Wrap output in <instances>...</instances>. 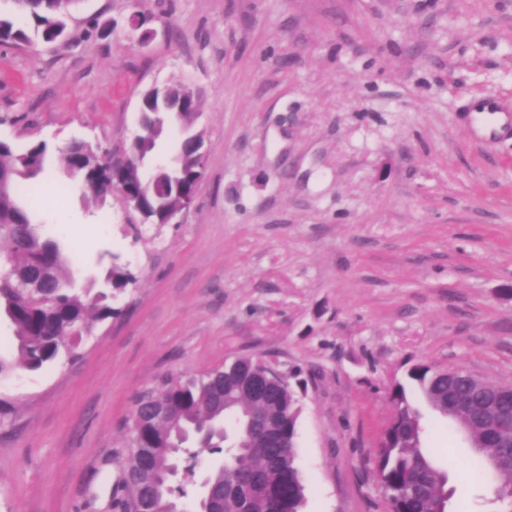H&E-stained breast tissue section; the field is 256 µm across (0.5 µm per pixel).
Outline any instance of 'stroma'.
Wrapping results in <instances>:
<instances>
[{"mask_svg": "<svg viewBox=\"0 0 512 512\" xmlns=\"http://www.w3.org/2000/svg\"><path fill=\"white\" fill-rule=\"evenodd\" d=\"M154 35L141 45L132 17ZM201 91L208 155L180 224L96 209L52 156L42 233L137 281L73 358L0 378V512H118L136 396L241 357L307 383L302 512H388L374 452L414 363L512 384V0H84L68 42L0 43V138L110 148L146 90ZM449 512H489L474 452L423 409ZM468 121L472 132L491 138L512 129V113L500 108L492 99L472 101Z\"/></svg>", "mask_w": 512, "mask_h": 512, "instance_id": "1", "label": "stroma"}]
</instances>
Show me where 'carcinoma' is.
<instances>
[{
    "label": "carcinoma",
    "instance_id": "obj_1",
    "mask_svg": "<svg viewBox=\"0 0 512 512\" xmlns=\"http://www.w3.org/2000/svg\"><path fill=\"white\" fill-rule=\"evenodd\" d=\"M13 16L0 15V42H31L22 21H34L40 40L50 44L68 28V8L76 0H10ZM200 91L179 81L146 92L140 125L154 132L138 138L124 151L139 158L135 164L112 168V157L98 146L72 140L63 150L64 172L82 178L84 193L104 205L114 186L128 200L162 218L180 207L199 171L205 168V138L196 129ZM177 128L180 144L171 163L155 167L160 139ZM52 152L44 140L20 151L0 142V242L8 243L5 273L0 275V321L14 329L16 354L0 355V377L17 369L37 371L74 348L92 331L93 323L118 313L114 293L135 281L114 263L104 281L110 292L94 291L96 278L77 288L60 244L40 235L34 216L19 197L20 186L43 172ZM34 276L45 295L27 297L15 288L17 276ZM221 382L191 376L165 380L141 393L134 407L146 413L132 433L124 466L126 496L121 512H138L144 502L163 512L159 481L172 461L173 449L203 438L201 447L224 452V470L210 474L208 486L224 489L221 512H302L305 485L295 465L300 397L292 383L271 382L253 395L254 359L239 358L219 369ZM418 394L441 419L454 423L476 454L475 470L495 483L494 512H512V386H484L470 373L438 369L425 362L410 366L405 380L390 387L393 417L376 456L378 479L389 512H447L452 491L448 472L421 446L422 413L409 397ZM168 411L162 419L150 413Z\"/></svg>",
    "mask_w": 512,
    "mask_h": 512
}]
</instances>
